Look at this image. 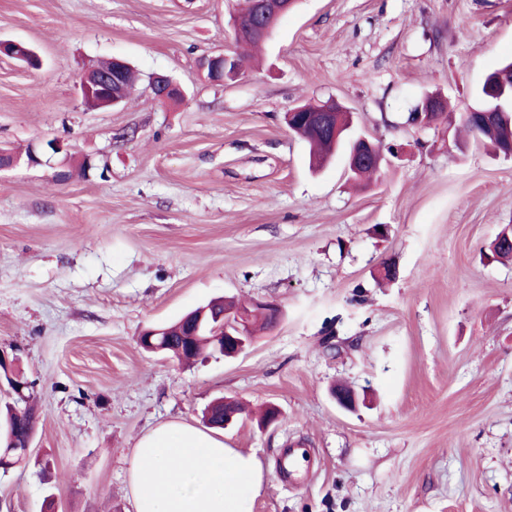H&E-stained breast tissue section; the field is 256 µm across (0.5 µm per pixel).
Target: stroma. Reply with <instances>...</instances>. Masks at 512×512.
Instances as JSON below:
<instances>
[{"label":"stroma","instance_id":"obj_1","mask_svg":"<svg viewBox=\"0 0 512 512\" xmlns=\"http://www.w3.org/2000/svg\"><path fill=\"white\" fill-rule=\"evenodd\" d=\"M238 0H0V406L21 376L37 415L26 458L0 469V512H132L128 466L149 429L227 397L226 446L260 461L252 512H512V157L457 117L512 57V0H296L258 60L214 84L201 58L235 49ZM139 74L93 109L97 62ZM164 75L184 91L163 104ZM450 121L419 126L426 95ZM337 101L399 155L356 185L346 158L309 166L293 105ZM64 150L48 152V141ZM395 277L378 283L384 265ZM274 302L281 321L240 355L181 365L141 331L215 299ZM366 394L341 410L329 389ZM309 449L286 478L280 456Z\"/></svg>","mask_w":512,"mask_h":512}]
</instances>
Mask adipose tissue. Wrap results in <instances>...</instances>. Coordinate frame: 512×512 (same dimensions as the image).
I'll return each mask as SVG.
<instances>
[{
  "label": "adipose tissue",
  "mask_w": 512,
  "mask_h": 512,
  "mask_svg": "<svg viewBox=\"0 0 512 512\" xmlns=\"http://www.w3.org/2000/svg\"><path fill=\"white\" fill-rule=\"evenodd\" d=\"M262 480L254 455L226 447L218 435L169 421L138 440L128 488L134 512H252Z\"/></svg>",
  "instance_id": "obj_1"
}]
</instances>
